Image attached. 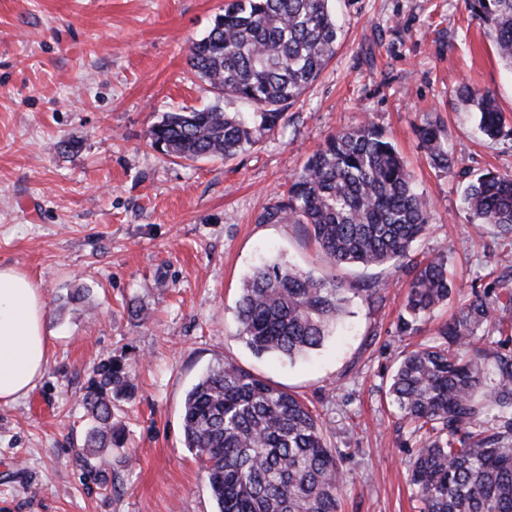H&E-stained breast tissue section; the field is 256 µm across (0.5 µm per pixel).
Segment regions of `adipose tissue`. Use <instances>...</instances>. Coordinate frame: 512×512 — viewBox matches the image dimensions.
<instances>
[{"label":"adipose tissue","mask_w":512,"mask_h":512,"mask_svg":"<svg viewBox=\"0 0 512 512\" xmlns=\"http://www.w3.org/2000/svg\"><path fill=\"white\" fill-rule=\"evenodd\" d=\"M50 336L39 284L0 265V403H14L36 387L49 362Z\"/></svg>","instance_id":"adipose-tissue-1"}]
</instances>
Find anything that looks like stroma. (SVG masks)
Wrapping results in <instances>:
<instances>
[{
  "label": "stroma",
  "mask_w": 512,
  "mask_h": 512,
  "mask_svg": "<svg viewBox=\"0 0 512 512\" xmlns=\"http://www.w3.org/2000/svg\"><path fill=\"white\" fill-rule=\"evenodd\" d=\"M224 3L0 0V264L41 285L53 333L37 387L0 403V512H216L182 413L199 376L227 360L325 421L343 472L339 512H421L408 481L419 443L388 385L401 353L434 341L452 306L402 336L404 271L341 269L357 290L352 315L288 362L239 338L236 301L265 257L328 274L301 226L261 217L330 136L363 124L397 147L431 203L415 254L446 245L456 280H512V248L462 203L474 175L512 173V70L475 0H332L336 54L274 132L229 161L169 157L146 138L164 113L242 108L187 63ZM465 86L493 95L508 135L480 132ZM428 122L450 168L429 163L417 134ZM377 278L378 302L366 292ZM110 357L134 376L115 416L127 442L90 458L82 395Z\"/></svg>",
  "instance_id": "obj_1"
}]
</instances>
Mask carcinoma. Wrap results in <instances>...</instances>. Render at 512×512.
<instances>
[{"label": "carcinoma", "mask_w": 512, "mask_h": 512, "mask_svg": "<svg viewBox=\"0 0 512 512\" xmlns=\"http://www.w3.org/2000/svg\"><path fill=\"white\" fill-rule=\"evenodd\" d=\"M481 23L495 33L512 70V0H478ZM338 26L329 0H230L192 43L190 69L218 94L248 106L169 112L147 132L151 145L185 160L232 159L273 131L336 53ZM485 135L503 120L491 94L469 87ZM432 164L450 168L439 130L419 131ZM477 224L512 240V174L487 171L465 188ZM432 220L429 202L394 144L373 126L331 136L290 177L287 199L263 221L298 224L336 267L396 264L408 277L397 328L412 335L462 285L448 276V250L421 260L413 243ZM468 298L437 336L407 352L388 394L419 438L410 482L422 512H512V336L498 313L512 309V286L473 280ZM344 281L316 277L285 262L264 263L243 281L239 337L256 355L293 360L323 346L350 314ZM133 389L128 366L93 368L83 396L84 447L123 446L116 403ZM185 447L204 467L219 512H337L342 475L326 426L299 397L226 361L188 390Z\"/></svg>", "instance_id": "1"}]
</instances>
